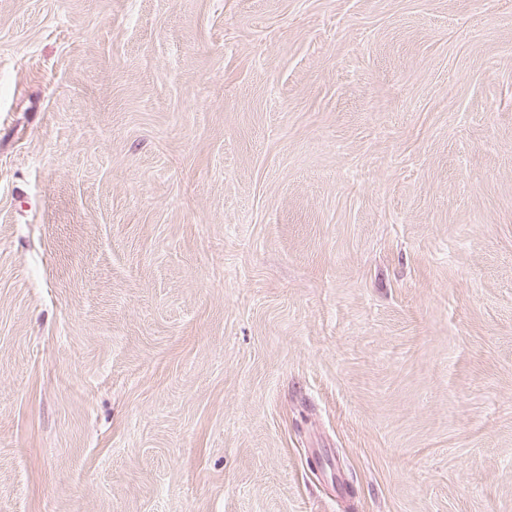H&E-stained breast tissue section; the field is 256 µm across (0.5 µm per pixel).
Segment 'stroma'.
<instances>
[{"label":"stroma","mask_w":512,"mask_h":512,"mask_svg":"<svg viewBox=\"0 0 512 512\" xmlns=\"http://www.w3.org/2000/svg\"><path fill=\"white\" fill-rule=\"evenodd\" d=\"M0 512H512V0H0Z\"/></svg>","instance_id":"obj_1"}]
</instances>
